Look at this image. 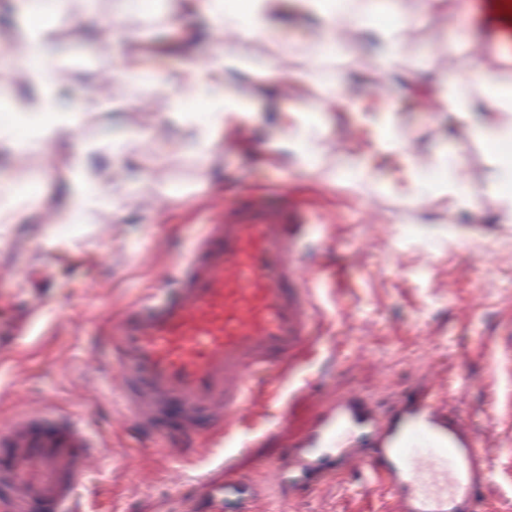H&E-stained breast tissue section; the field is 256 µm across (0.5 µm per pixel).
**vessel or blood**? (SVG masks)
I'll return each instance as SVG.
<instances>
[{
  "mask_svg": "<svg viewBox=\"0 0 512 512\" xmlns=\"http://www.w3.org/2000/svg\"><path fill=\"white\" fill-rule=\"evenodd\" d=\"M482 49L512 58V0H473ZM306 209L267 194L212 205L205 235L174 271L175 292L138 303L109 324L116 368L112 394L125 415L160 439L232 435L255 406L257 382L313 351L317 313L312 280L293 246ZM376 429L377 453L349 448L351 428ZM328 444L330 468L345 467L389 488L394 512H480L492 487L487 449L462 443L435 397L413 402L390 425L369 406L341 398L299 435L284 458L309 469ZM97 446L69 416L42 407L0 418V505L6 512H72L84 474L99 466Z\"/></svg>",
  "mask_w": 512,
  "mask_h": 512,
  "instance_id": "obj_1",
  "label": "vessel or blood"
}]
</instances>
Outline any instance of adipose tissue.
<instances>
[{
  "mask_svg": "<svg viewBox=\"0 0 512 512\" xmlns=\"http://www.w3.org/2000/svg\"><path fill=\"white\" fill-rule=\"evenodd\" d=\"M241 13H227L224 0H171L173 13L185 16L191 13H205L212 17L215 25L225 29L236 39L259 36L266 32L278 12L279 0H244ZM18 15V30L23 43L40 61L39 66L30 68L28 78L35 86V103L20 109L15 123L0 127V142L9 141L24 154L40 153L52 143L72 136L86 121L87 113L81 107H59L55 100V89L46 77L54 51L47 40V32L53 16L35 0H15ZM300 12L319 22V44L322 49H335L332 33L336 20L348 16L361 26L373 29L381 40L384 52L377 63L383 70H390L398 57L403 34L394 26H380L375 22L374 0H349L345 6H337L335 0H298ZM232 56L219 55L208 66H201L193 55H185L174 81L181 96L203 99L212 128H221L226 123L242 120L246 109L242 99L228 87L226 75L236 69ZM19 126L34 127L35 132L26 138H17L15 129Z\"/></svg>",
  "mask_w": 512,
  "mask_h": 512,
  "instance_id": "obj_1",
  "label": "adipose tissue"
}]
</instances>
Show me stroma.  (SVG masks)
<instances>
[{
  "label": "stroma",
  "instance_id": "35a3bbf8",
  "mask_svg": "<svg viewBox=\"0 0 512 512\" xmlns=\"http://www.w3.org/2000/svg\"><path fill=\"white\" fill-rule=\"evenodd\" d=\"M168 9L167 0H151L145 12L121 11L120 0H64L49 32L60 51L54 82L87 103L94 120L45 156L18 162L0 148V177L24 185L18 208L28 214L0 223V417L47 401L87 428L104 461L79 490L88 512H239L236 498L211 491L224 480L225 456L255 485L337 398L364 399L386 425L407 400L432 392L468 439L496 449L487 462L496 481L491 512H512V221L476 137L478 127L512 113L473 112L460 121L436 105L451 87L478 93L471 0H438L430 12L423 0H381L378 24L405 29L387 74L372 63L378 42L360 27L337 30L344 48L336 55L313 57L316 23L293 0H281L280 25L249 41L225 42L208 16H186L181 26L198 32L187 47L197 60L224 50L240 63L231 80L252 113L214 130L203 155L169 117L178 107L207 123L193 103L177 101L171 78L187 48L173 40L176 27L147 25L151 12ZM127 31L137 44L125 42ZM140 44L163 60L132 89L122 59ZM264 64L284 67L287 94L257 90L247 78ZM330 74L344 81L333 101L325 98ZM379 91L395 108L405 155L373 142L386 117L366 106ZM298 105L315 112L306 130L316 157L310 168L274 150ZM79 149L88 181L111 189L118 204L73 229L44 223L43 214L64 205ZM455 164L475 199L439 191ZM281 181L314 219L300 250L316 275L317 348L292 363L235 446L218 433L185 457L157 458L155 436L113 401L107 322L173 287V263L193 250L214 200L237 202ZM282 482L288 492L273 512L393 509L387 491L348 473L320 481L286 471Z\"/></svg>",
  "mask_w": 512,
  "mask_h": 512
}]
</instances>
